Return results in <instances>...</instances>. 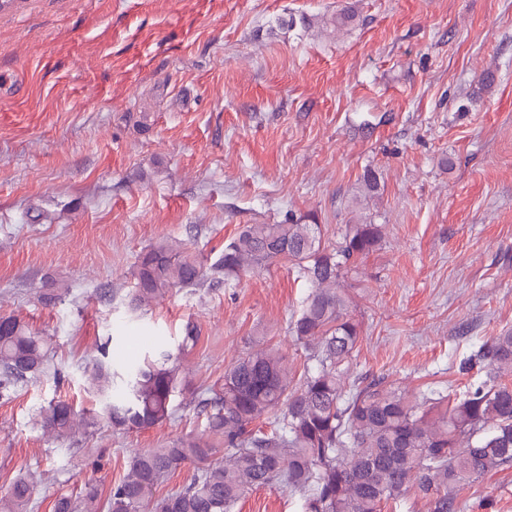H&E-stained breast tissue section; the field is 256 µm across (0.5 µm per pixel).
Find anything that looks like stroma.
<instances>
[{"label":"stroma","instance_id":"1","mask_svg":"<svg viewBox=\"0 0 512 512\" xmlns=\"http://www.w3.org/2000/svg\"><path fill=\"white\" fill-rule=\"evenodd\" d=\"M348 6L343 36H317ZM360 212L386 230L343 284L354 376L464 386L477 372L463 357L512 328V0H0V314L52 347L50 372L0 397V491L49 472L35 498L53 512L89 483L108 494L134 451L204 434L178 394L146 430L46 436L35 415L50 401L94 408L83 367L100 344L122 370L195 321L186 366L205 388L258 338L293 376L309 365L288 332L310 291L292 262L133 313L150 244L179 239L211 264L243 225L311 213L331 246ZM54 283L65 292L44 300ZM461 498L512 512V468ZM236 512L302 502L266 487Z\"/></svg>","mask_w":512,"mask_h":512}]
</instances>
